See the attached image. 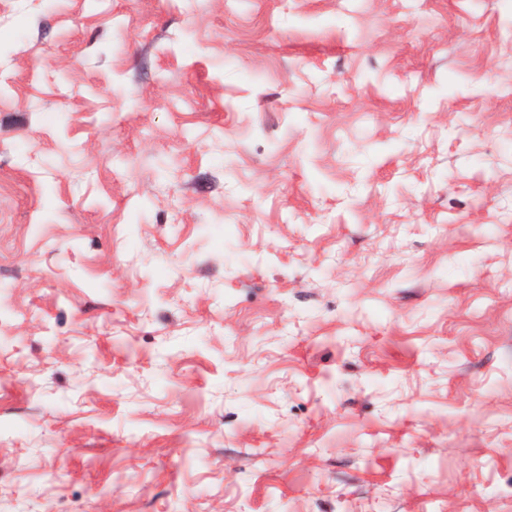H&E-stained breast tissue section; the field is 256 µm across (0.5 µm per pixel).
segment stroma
Here are the masks:
<instances>
[{
	"mask_svg": "<svg viewBox=\"0 0 512 512\" xmlns=\"http://www.w3.org/2000/svg\"><path fill=\"white\" fill-rule=\"evenodd\" d=\"M0 512H512V0H0Z\"/></svg>",
	"mask_w": 512,
	"mask_h": 512,
	"instance_id": "obj_1",
	"label": "stroma"
}]
</instances>
